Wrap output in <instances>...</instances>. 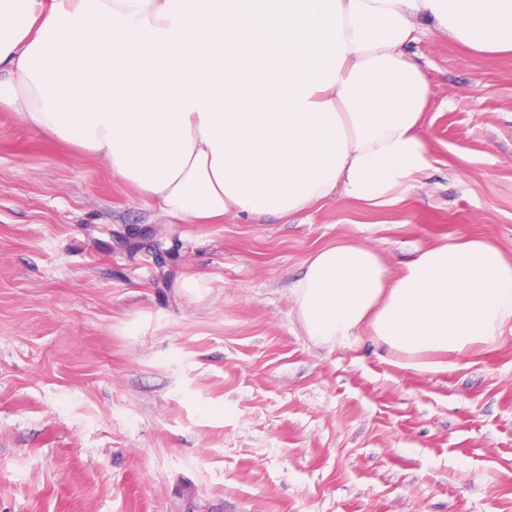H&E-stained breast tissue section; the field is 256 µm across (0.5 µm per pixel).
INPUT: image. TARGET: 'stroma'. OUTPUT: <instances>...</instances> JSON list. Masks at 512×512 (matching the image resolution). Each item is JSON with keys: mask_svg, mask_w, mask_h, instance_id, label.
<instances>
[{"mask_svg": "<svg viewBox=\"0 0 512 512\" xmlns=\"http://www.w3.org/2000/svg\"><path fill=\"white\" fill-rule=\"evenodd\" d=\"M432 163L397 202L179 224L0 111V512H512V332L445 372L311 343L288 286L347 240L390 275L512 260V54L421 25Z\"/></svg>", "mask_w": 512, "mask_h": 512, "instance_id": "1", "label": "stroma"}]
</instances>
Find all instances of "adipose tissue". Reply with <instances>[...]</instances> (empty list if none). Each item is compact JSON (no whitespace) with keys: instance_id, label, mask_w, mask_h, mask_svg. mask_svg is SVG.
Returning <instances> with one entry per match:
<instances>
[{"instance_id":"ef3b65f1","label":"adipose tissue","mask_w":512,"mask_h":512,"mask_svg":"<svg viewBox=\"0 0 512 512\" xmlns=\"http://www.w3.org/2000/svg\"><path fill=\"white\" fill-rule=\"evenodd\" d=\"M424 20L512 51V0H0V106L177 222L285 217L336 194L384 205L430 166L432 92L407 53ZM289 291L310 341L366 328L416 372L512 329V262L481 239L426 248L394 279L339 241Z\"/></svg>"}]
</instances>
